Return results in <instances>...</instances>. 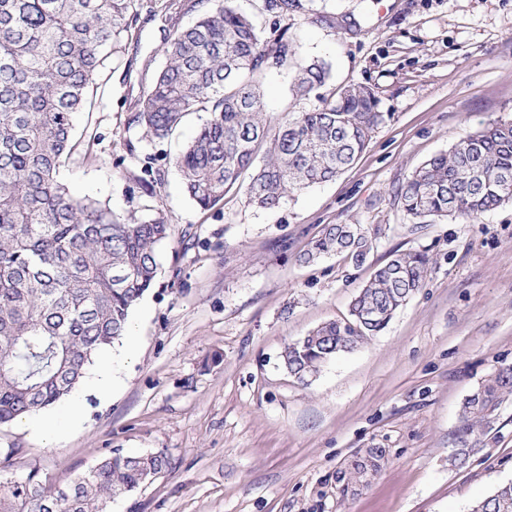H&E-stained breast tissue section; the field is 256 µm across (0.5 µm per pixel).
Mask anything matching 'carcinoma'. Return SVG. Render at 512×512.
I'll return each instance as SVG.
<instances>
[{"label": "carcinoma", "mask_w": 512, "mask_h": 512, "mask_svg": "<svg viewBox=\"0 0 512 512\" xmlns=\"http://www.w3.org/2000/svg\"><path fill=\"white\" fill-rule=\"evenodd\" d=\"M137 0H0V426L36 414L68 396L96 355L125 332L129 313L158 276L157 253L171 235L163 211L120 217L77 197L58 179L61 159L79 146L75 115L102 53L131 30ZM192 25L164 38V67L135 101L145 139H164L204 114L175 158L189 198L206 210L224 200L246 172L248 204L273 209L285 198L331 181L354 164L383 121L376 95L348 86L308 112L272 116L262 83L275 68L294 72L295 96L330 77L326 63L307 61L285 32L270 34L240 13L234 0H207ZM314 0H264L286 17ZM407 214L471 220L512 204V121L497 120L457 138L446 153L418 166L397 193ZM377 231L329 224L299 255L311 264L343 255L362 266ZM431 257L394 252L354 297L351 319L324 323L288 343L282 362L301 382L342 352L384 330L396 310L423 288ZM512 396V365L498 368L461 406L451 462L464 465ZM386 450L369 448L336 476L342 491L364 485ZM169 465L166 456L116 449L62 488L32 468L8 475L0 461V512H106L112 497L134 493ZM472 512H512V482L495 488Z\"/></svg>", "instance_id": "carcinoma-1"}]
</instances>
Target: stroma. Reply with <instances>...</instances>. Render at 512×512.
<instances>
[{"label":"stroma","mask_w":512,"mask_h":512,"mask_svg":"<svg viewBox=\"0 0 512 512\" xmlns=\"http://www.w3.org/2000/svg\"><path fill=\"white\" fill-rule=\"evenodd\" d=\"M167 2L138 0L132 37L105 50L91 107L76 119L81 151L59 168L72 192L114 213L171 219L157 281L130 313L133 358L116 363L108 398L81 384L82 420L57 445L12 423L0 426V455L15 476L36 464L61 486L116 449L168 458L108 512H470L512 482V400L483 447L462 466L448 462L463 399L512 365V205L418 224L397 192L461 134L512 120V0H321L320 22L237 0L262 29L286 30L299 53L331 67L306 98L292 97L291 70H270L268 112L308 111L359 84L375 91L384 120L335 180L274 209L236 190L208 210L189 200L173 164L193 125L149 141L133 121L165 63ZM147 165L162 174L151 195L137 182ZM329 224L379 228L366 264L299 263ZM409 249L433 263L389 326L309 382L289 375L285 345L348 319L374 268ZM367 448L386 449L385 465L343 492L337 473Z\"/></svg>","instance_id":"obj_1"}]
</instances>
